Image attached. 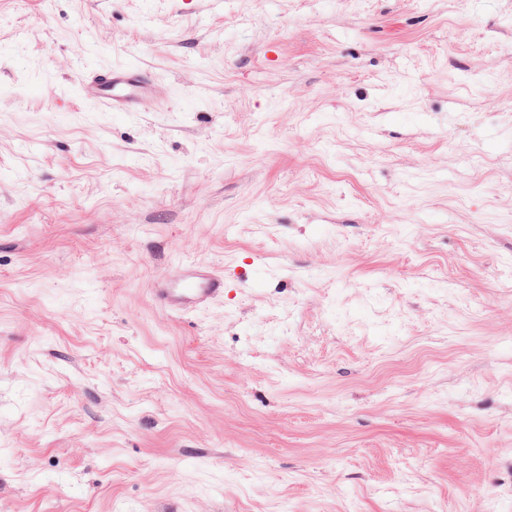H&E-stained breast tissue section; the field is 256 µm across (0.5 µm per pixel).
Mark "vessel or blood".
Returning <instances> with one entry per match:
<instances>
[{"label": "vessel or blood", "instance_id": "1", "mask_svg": "<svg viewBox=\"0 0 512 512\" xmlns=\"http://www.w3.org/2000/svg\"><path fill=\"white\" fill-rule=\"evenodd\" d=\"M135 66L95 72L80 84L84 98L103 112H130L139 97L155 92ZM224 297V274L209 265L179 263L152 290L158 306L174 314L202 311Z\"/></svg>", "mask_w": 512, "mask_h": 512}]
</instances>
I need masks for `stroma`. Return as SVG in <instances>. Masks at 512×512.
Returning a JSON list of instances; mask_svg holds the SVG:
<instances>
[{
  "label": "stroma",
  "instance_id": "1",
  "mask_svg": "<svg viewBox=\"0 0 512 512\" xmlns=\"http://www.w3.org/2000/svg\"><path fill=\"white\" fill-rule=\"evenodd\" d=\"M0 512H512V0H0ZM80 92L102 112H134L138 98L157 89L137 66L129 65L95 72L81 82ZM155 304L174 314L200 312L224 298V270L178 263L152 288Z\"/></svg>",
  "mask_w": 512,
  "mask_h": 512
}]
</instances>
